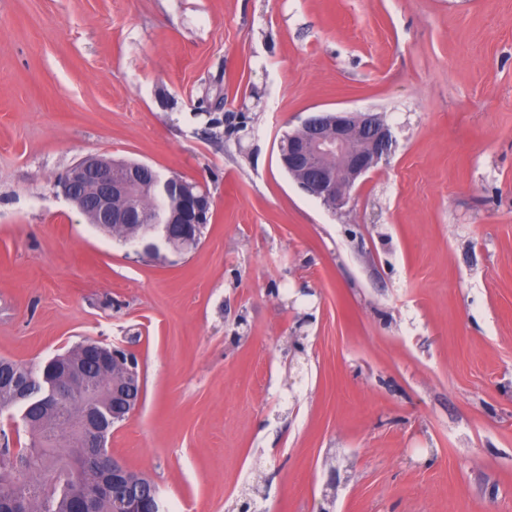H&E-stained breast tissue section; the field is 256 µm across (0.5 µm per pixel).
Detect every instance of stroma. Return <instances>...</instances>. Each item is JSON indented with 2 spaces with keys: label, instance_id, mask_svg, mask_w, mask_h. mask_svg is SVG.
I'll list each match as a JSON object with an SVG mask.
<instances>
[{
  "label": "stroma",
  "instance_id": "35a3bbf8",
  "mask_svg": "<svg viewBox=\"0 0 512 512\" xmlns=\"http://www.w3.org/2000/svg\"><path fill=\"white\" fill-rule=\"evenodd\" d=\"M341 109L394 144L336 211L279 147ZM89 154L205 187L197 247L89 224ZM87 341L163 512H512V0H0V358Z\"/></svg>",
  "mask_w": 512,
  "mask_h": 512
}]
</instances>
